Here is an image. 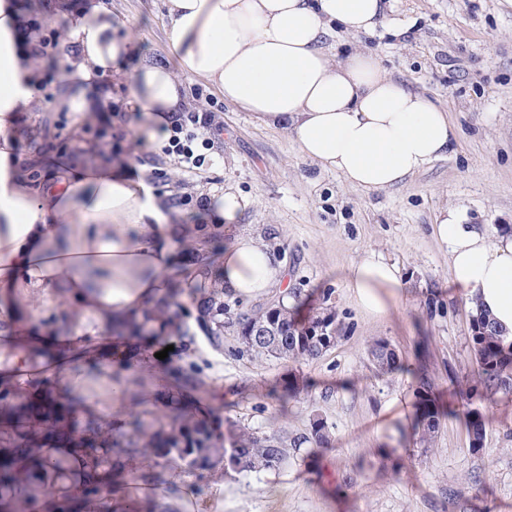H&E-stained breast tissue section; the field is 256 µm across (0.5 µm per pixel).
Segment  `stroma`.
Returning <instances> with one entry per match:
<instances>
[{"label": "stroma", "mask_w": 512, "mask_h": 512, "mask_svg": "<svg viewBox=\"0 0 512 512\" xmlns=\"http://www.w3.org/2000/svg\"><path fill=\"white\" fill-rule=\"evenodd\" d=\"M112 20V36L127 48L104 74L100 106L111 109L107 138L91 146L64 143L58 154L81 163L130 162L152 151L139 177L166 203L178 224L199 215L208 224L210 196L230 189L248 197V210L224 227L225 243L242 234L262 237L287 271L283 286L243 300L244 308L268 305L289 294L303 299L298 319L332 306L343 323L335 345L309 361H281L242 351L232 332L223 348L198 339L193 353L203 395L225 425L275 432L288 444V463L275 471L235 473L216 466L199 486L171 477L156 497L177 512H512V394L474 397L485 419L481 454L469 449L463 420L443 419L431 442L411 427L390 439L374 433L393 402L417 406L413 370L424 371L440 397L448 374L472 390L474 368L469 322L472 307L449 284L448 248L435 231L443 210L461 212L466 223L496 238L512 228V5L507 0H388L384 23L371 33H337V53L364 48L380 55L397 80L428 95L459 130L452 152L432 161L403 184L367 194L335 172L302 158L282 131L253 113L225 103L206 82L179 80L186 107L207 112L224 127L209 140L205 161L186 167L163 153L166 132L146 137L144 115L134 103V77L142 62L172 64L163 0H99ZM17 13L44 19L49 50L61 74H38L32 111L19 123L17 156L39 185V148L63 143L76 120L96 126L93 113L69 111L66 91L79 79L84 59L69 32L73 15L63 0H16ZM145 146H138V139ZM394 264L407 287L386 315L365 314L346 286L350 264L364 257ZM377 340L400 354L403 371L376 375L368 348ZM302 390L287 409L270 393L289 382ZM107 379L90 373L66 377L81 416H110L130 407L114 398ZM330 430L328 448L310 454L315 421Z\"/></svg>", "instance_id": "1"}]
</instances>
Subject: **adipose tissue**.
I'll list each match as a JSON object with an SVG mask.
<instances>
[{
    "mask_svg": "<svg viewBox=\"0 0 512 512\" xmlns=\"http://www.w3.org/2000/svg\"><path fill=\"white\" fill-rule=\"evenodd\" d=\"M165 7L178 68L146 62L135 77L150 130L182 111V72L284 131L304 159L368 194L401 184L453 147L457 131L447 112L393 79L379 56L354 49L339 58L327 46L340 30L373 31L385 0H165ZM72 34L85 82L126 51L104 18L79 19ZM36 82L16 6L0 0V288H65L79 299L93 285L104 291L99 307L122 317L164 288L181 228L121 165L53 160L32 193L16 160V125L33 107ZM436 231L455 287L512 336V235L488 239L453 210L442 212ZM209 277L225 292L252 297L281 285L285 270L262 240L241 235ZM348 280L359 307L376 316L404 288L395 265L371 257L354 263Z\"/></svg>",
    "mask_w": 512,
    "mask_h": 512,
    "instance_id": "ef3b65f1",
    "label": "adipose tissue"
}]
</instances>
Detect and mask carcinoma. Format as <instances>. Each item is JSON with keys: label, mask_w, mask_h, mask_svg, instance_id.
<instances>
[{"label": "carcinoma", "mask_w": 512, "mask_h": 512, "mask_svg": "<svg viewBox=\"0 0 512 512\" xmlns=\"http://www.w3.org/2000/svg\"><path fill=\"white\" fill-rule=\"evenodd\" d=\"M220 230L202 247L189 252L168 275L167 287L150 304L132 315L112 321V341L100 343L92 337L77 344L56 340L71 320L61 308L46 317L27 316L26 333L12 357L21 359L33 376L24 379V398L13 399L0 382V402L8 410L0 416V512H118L121 494L128 482L150 489L166 483L173 470L200 479L218 458L238 473L276 470L288 459L276 434L248 433L225 445L220 419L210 404L196 396L199 367L191 359V346L203 335L212 346L224 347V329L232 328L246 352L275 359L300 361L328 351L339 338L342 323L336 312L325 308L304 323L293 311L281 306L276 329L277 349L254 335L268 323L267 308L242 309L225 300L224 289L206 291L205 271L224 255ZM471 341L476 363V389L487 395L512 392V338L499 334L482 314L472 315ZM174 350L186 357L172 383L155 393L153 403L168 410L163 416L149 407L120 412L112 419H76L78 406L72 398L57 394V374L75 375L85 369L106 371L112 395L130 394L127 373L144 367L150 350ZM369 354L381 371L402 369L394 350L375 341ZM420 396L422 440L439 425V406L434 386L416 373ZM470 448L483 450L485 424L480 412L469 409ZM151 449L152 464L129 471L130 460ZM59 487L52 499L30 494L35 485Z\"/></svg>", "instance_id": "carcinoma-1"}]
</instances>
